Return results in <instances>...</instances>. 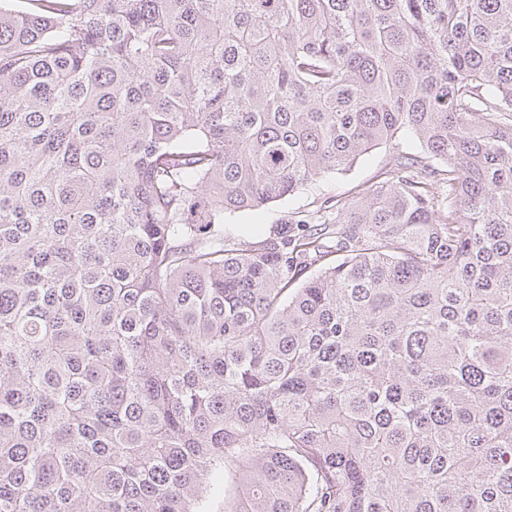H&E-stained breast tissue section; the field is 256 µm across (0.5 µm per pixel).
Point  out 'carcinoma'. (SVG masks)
<instances>
[{
  "instance_id": "obj_1",
  "label": "carcinoma",
  "mask_w": 512,
  "mask_h": 512,
  "mask_svg": "<svg viewBox=\"0 0 512 512\" xmlns=\"http://www.w3.org/2000/svg\"><path fill=\"white\" fill-rule=\"evenodd\" d=\"M223 471L232 512H512V0H0V512ZM390 146L382 145L359 161L346 174L313 186L291 200L274 202L266 208L239 214L226 215L224 218V236L235 242H255L265 237L272 227L288 223L291 212L313 209L323 189H333L337 193L351 194L355 187L367 181H373L389 154Z\"/></svg>"
}]
</instances>
